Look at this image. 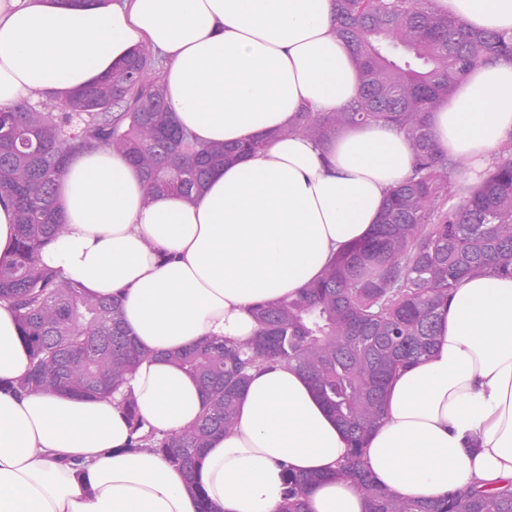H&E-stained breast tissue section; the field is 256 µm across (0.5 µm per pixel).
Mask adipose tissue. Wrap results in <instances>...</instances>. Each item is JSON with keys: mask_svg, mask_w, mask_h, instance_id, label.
Returning <instances> with one entry per match:
<instances>
[{"mask_svg": "<svg viewBox=\"0 0 512 512\" xmlns=\"http://www.w3.org/2000/svg\"><path fill=\"white\" fill-rule=\"evenodd\" d=\"M467 27L512 32V0H436ZM333 0H0V109L62 104L134 50L166 61L178 124L203 145L264 140L217 166L195 202L145 200L137 169L100 147L59 182L65 230L45 264L90 296H117L150 357L129 387L148 427L174 433L203 408L196 381L162 353L205 339L245 340L256 303L318 280L339 252L368 240L413 153L387 124L351 125L321 143L291 133L298 112H339L360 72L336 35ZM444 155L479 182L512 137V60L472 68L431 116ZM30 356L0 303V512H277L283 475L316 476L310 512H364L335 470L343 429L291 365L252 371L234 431L213 438L194 478L131 447L116 398L19 395ZM363 460L383 489L434 501L481 482L512 483V277H465L439 309L430 354L401 368Z\"/></svg>", "mask_w": 512, "mask_h": 512, "instance_id": "ef3b65f1", "label": "adipose tissue"}]
</instances>
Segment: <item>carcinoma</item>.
I'll return each mask as SVG.
<instances>
[{
    "label": "carcinoma",
    "instance_id": "obj_1",
    "mask_svg": "<svg viewBox=\"0 0 512 512\" xmlns=\"http://www.w3.org/2000/svg\"><path fill=\"white\" fill-rule=\"evenodd\" d=\"M335 30L353 52L359 92L342 112L301 110L287 132L325 141L350 124L387 123L406 137L413 169L390 191L368 241L339 254L296 297L256 306L253 337L203 341L170 356L205 394L191 427L146 431L133 397H124L120 408L133 447L193 472L208 441L232 432L248 370L294 364L350 441L336 477L362 493L366 512H512L509 487L473 485L435 502L389 493L361 456L383 421L389 378L431 351L437 309L459 280L476 271L512 276V138L483 181L450 206L452 175L465 161L439 152L430 123L473 65L512 59V33L474 31L441 13L434 0H336ZM134 64L141 75L131 73ZM162 69V60L141 48L112 76L76 94L64 112L48 101L0 110V196L14 205L18 230L12 262L0 264V302L15 309L31 360L19 393L109 395L149 357L125 326L117 298L86 295L42 260L64 227L56 189L69 158L109 147L140 172L145 199L176 190L193 201L212 168L264 146L198 144L174 119ZM312 482L286 473L279 512H308Z\"/></svg>",
    "mask_w": 512,
    "mask_h": 512
}]
</instances>
